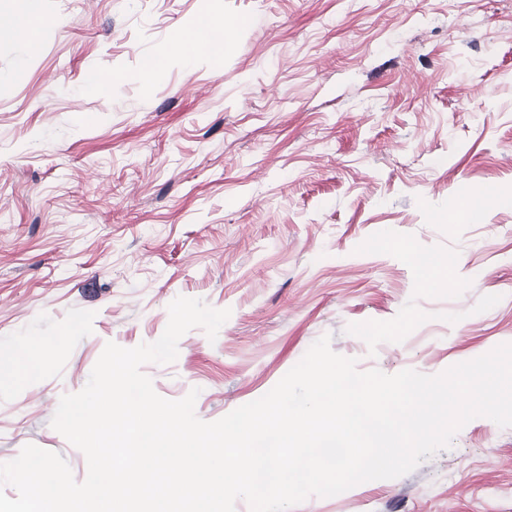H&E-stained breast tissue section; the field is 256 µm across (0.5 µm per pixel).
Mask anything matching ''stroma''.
<instances>
[{"instance_id":"stroma-1","label":"stroma","mask_w":512,"mask_h":512,"mask_svg":"<svg viewBox=\"0 0 512 512\" xmlns=\"http://www.w3.org/2000/svg\"><path fill=\"white\" fill-rule=\"evenodd\" d=\"M204 19L224 49L185 62ZM35 28L0 40V361L61 347L0 374V464L33 444L83 481L60 398L179 296L231 315L142 371L205 422L326 334L389 375L512 343V0H40ZM291 512H512V427Z\"/></svg>"}]
</instances>
